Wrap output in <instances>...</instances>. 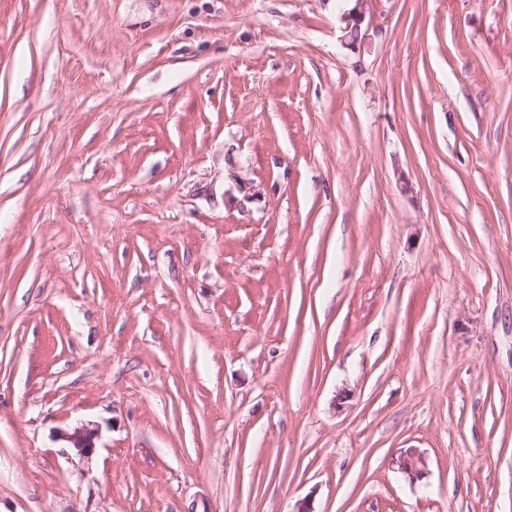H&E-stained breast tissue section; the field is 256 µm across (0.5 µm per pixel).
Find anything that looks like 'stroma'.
Segmentation results:
<instances>
[{"mask_svg": "<svg viewBox=\"0 0 512 512\" xmlns=\"http://www.w3.org/2000/svg\"><path fill=\"white\" fill-rule=\"evenodd\" d=\"M348 7L0 0V512H512V0ZM355 2L354 5L344 13L347 34L349 37V45L360 46L364 40L366 33H362V24L366 18V10L368 2L371 0H348ZM64 438L76 452V455L86 463L93 459L96 447L97 429L90 424L82 425L65 433ZM398 470L405 474L411 482L419 481L427 474L428 462L426 455L418 448H406L393 460Z\"/></svg>", "mask_w": 512, "mask_h": 512, "instance_id": "1", "label": "stroma"}]
</instances>
